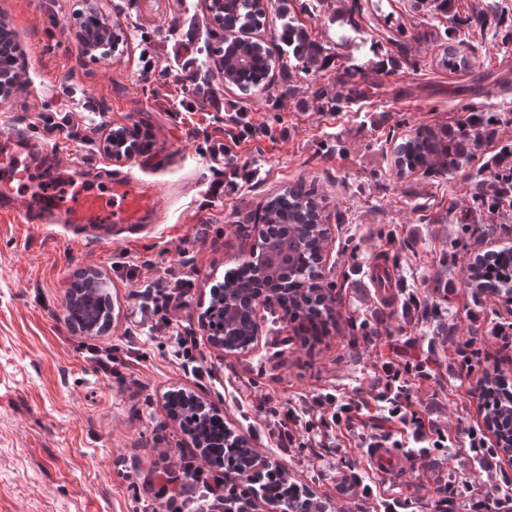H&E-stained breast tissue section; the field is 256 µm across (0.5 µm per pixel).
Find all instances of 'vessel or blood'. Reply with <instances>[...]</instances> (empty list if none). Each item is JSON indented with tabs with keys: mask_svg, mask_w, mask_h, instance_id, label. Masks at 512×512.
I'll return each instance as SVG.
<instances>
[{
	"mask_svg": "<svg viewBox=\"0 0 512 512\" xmlns=\"http://www.w3.org/2000/svg\"><path fill=\"white\" fill-rule=\"evenodd\" d=\"M161 205V196L150 185L130 175L114 178L109 195L90 192L78 181H70L68 195L58 199L39 195L35 211H24L25 222L73 224L77 226L136 225L145 223Z\"/></svg>",
	"mask_w": 512,
	"mask_h": 512,
	"instance_id": "obj_1",
	"label": "vessel or blood"
}]
</instances>
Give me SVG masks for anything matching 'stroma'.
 Masks as SVG:
<instances>
[{
    "instance_id": "obj_1",
    "label": "stroma",
    "mask_w": 512,
    "mask_h": 512,
    "mask_svg": "<svg viewBox=\"0 0 512 512\" xmlns=\"http://www.w3.org/2000/svg\"><path fill=\"white\" fill-rule=\"evenodd\" d=\"M99 6L103 22L125 36L105 59L79 50L74 19L84 0H0L22 53V88L0 101V179H11L17 195L15 213L0 215V512H144L154 502L156 470L192 448L168 414L172 388L214 404L225 425L328 512H436L449 482L455 490L447 512L495 505L499 487L512 485V460L488 466L472 452L469 434L483 426V376L512 384V340L496 334L512 323V302L474 294L467 275L478 253L512 247V212L495 217L496 230L484 239L458 236L475 218L473 181L512 143V121L497 124L468 161L443 172L398 175L394 150L419 129L445 135L468 104L512 113V91L496 83L512 72V41L493 28L478 34L458 26L476 68L451 73L440 64L450 21L428 0H273L256 36L275 57L283 55L277 34L289 20L332 58L317 73L277 72L268 88L244 94L214 69L223 33L203 0ZM353 16L359 34L337 43ZM345 70L365 74L364 93L326 111L314 91H344L338 77ZM231 112L267 129L234 149L246 173L234 185L203 151L205 134L227 126ZM46 114L66 119L69 134L47 135ZM116 127L147 135L151 149L113 162L102 143ZM20 135L40 150L19 147ZM52 155L79 157L69 177L97 191L113 176H139L160 191L163 205L150 223L131 228L21 222L26 181L41 179ZM18 169L26 180L15 179ZM300 179L314 183L330 228L321 285L339 303L327 332L303 341L284 310L266 309L256 348L219 352L201 326L209 290L255 245L253 218L266 199ZM177 263L192 286L173 320L201 341L197 363L209 375L200 380L185 372L155 318H139L133 298ZM383 264L391 286L381 297L371 276ZM87 272L101 275L112 302L111 320L97 334L64 319L66 290ZM360 322L371 337L356 331ZM469 341L481 357L466 373L458 352ZM393 344L431 367L430 380L413 384L411 403L444 430L447 447H409L406 434L383 423L387 407L376 396ZM93 345L115 349L117 374L97 371ZM261 394L302 419H324V446L300 432L291 447H277L269 419L254 407ZM383 436L404 460L388 474L369 463L371 443Z\"/></svg>"
}]
</instances>
